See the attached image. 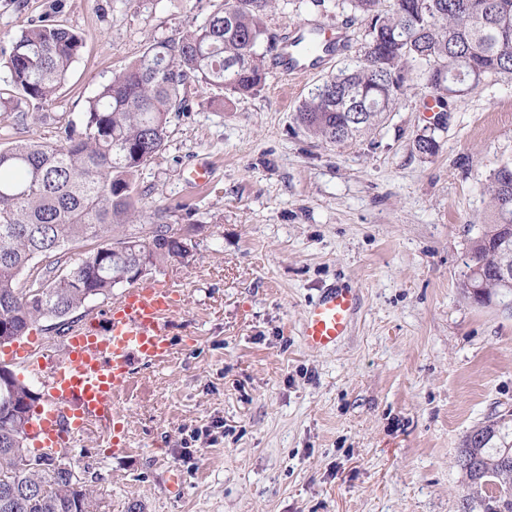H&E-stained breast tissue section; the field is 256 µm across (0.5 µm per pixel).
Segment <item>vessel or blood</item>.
Here are the masks:
<instances>
[{"label": "vessel or blood", "instance_id": "obj_1", "mask_svg": "<svg viewBox=\"0 0 512 512\" xmlns=\"http://www.w3.org/2000/svg\"><path fill=\"white\" fill-rule=\"evenodd\" d=\"M174 279L154 280L114 302L103 328L72 326L62 354L37 351L15 343L8 350L41 386L43 399L32 411L29 434L45 456L66 455L74 439L90 424H100L113 449L122 418L115 402L130 378L134 363L167 360L172 344L169 318L181 298ZM358 308L350 288H324L306 309L302 324L305 345L328 349L347 336Z\"/></svg>", "mask_w": 512, "mask_h": 512}]
</instances>
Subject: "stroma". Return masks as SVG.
<instances>
[{
    "instance_id": "stroma-1",
    "label": "stroma",
    "mask_w": 512,
    "mask_h": 512,
    "mask_svg": "<svg viewBox=\"0 0 512 512\" xmlns=\"http://www.w3.org/2000/svg\"><path fill=\"white\" fill-rule=\"evenodd\" d=\"M215 0H0V50L48 16L80 32L81 57L37 111L0 122V141L54 143L100 87L151 44L205 21ZM348 48L282 83L300 25ZM275 39L255 94L192 91L164 150L136 178L139 224L198 225L168 361L135 365L119 399L126 452L101 428L65 459L92 480L94 512H483L457 455L465 435L512 414V295L462 288L469 244L492 211L487 176L512 162V75L493 74L445 118L413 79L366 136L328 144L294 120L327 76L363 53V18L336 0H276ZM439 149L423 156L417 135ZM209 182L186 181L194 165ZM357 291L334 348L305 347L322 288Z\"/></svg>"
}]
</instances>
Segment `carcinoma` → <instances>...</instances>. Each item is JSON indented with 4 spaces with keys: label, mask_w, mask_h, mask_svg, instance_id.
Listing matches in <instances>:
<instances>
[{
    "label": "carcinoma",
    "mask_w": 512,
    "mask_h": 512,
    "mask_svg": "<svg viewBox=\"0 0 512 512\" xmlns=\"http://www.w3.org/2000/svg\"><path fill=\"white\" fill-rule=\"evenodd\" d=\"M275 0H219L204 24L149 46L88 101L79 122L58 142L18 141L0 147V345L25 335L45 317L62 335L72 314L112 289L136 282L173 262L187 263L198 229L175 232L157 221L128 232L137 217L134 177L163 150L170 114L187 102L191 84L253 94L266 80L268 39L263 16ZM367 21L363 57L326 77L296 112L298 126L329 144L353 141L378 126L423 65L426 86L440 109L474 90L489 74H512V0H342ZM84 48L83 36L49 17L12 37L0 53L8 96L0 113L34 110L62 88ZM434 155L436 139L414 141ZM512 162L490 171L491 218L471 240L463 287L474 298L499 291L501 268L512 270ZM81 248L71 267L33 265L43 255ZM30 386L17 378L0 384V512H92L94 490L69 464L26 446L27 418L13 397ZM457 465L469 486H492L484 512H512V418L497 416L465 436Z\"/></svg>",
    "instance_id": "cac0c4a2"
}]
</instances>
